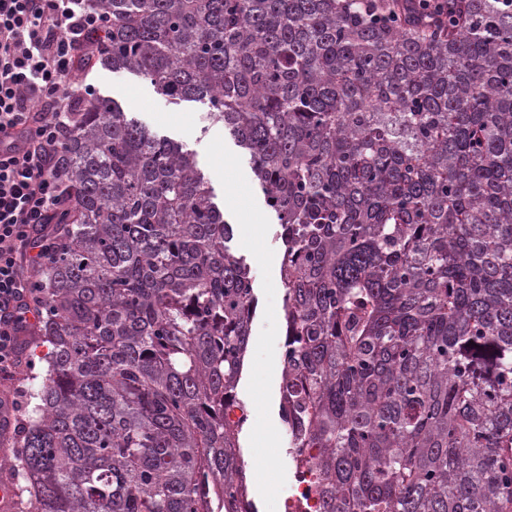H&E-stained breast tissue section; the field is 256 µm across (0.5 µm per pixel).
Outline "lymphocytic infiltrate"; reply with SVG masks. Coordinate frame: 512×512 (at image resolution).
Listing matches in <instances>:
<instances>
[{
	"mask_svg": "<svg viewBox=\"0 0 512 512\" xmlns=\"http://www.w3.org/2000/svg\"><path fill=\"white\" fill-rule=\"evenodd\" d=\"M109 26L88 0H0V380L16 374L41 306L29 273L48 256L55 212L71 206L54 165L72 133L66 83Z\"/></svg>",
	"mask_w": 512,
	"mask_h": 512,
	"instance_id": "obj_1",
	"label": "lymphocytic infiltrate"
}]
</instances>
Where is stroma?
<instances>
[{"mask_svg":"<svg viewBox=\"0 0 512 512\" xmlns=\"http://www.w3.org/2000/svg\"><path fill=\"white\" fill-rule=\"evenodd\" d=\"M67 89L75 98L90 89L113 98L153 132L192 150L217 196H224L227 187H234L233 200L223 207L224 219L231 227L243 224L249 213L260 215L264 234L258 246H249L238 235L232 241L235 253L244 258L250 269L257 301L236 389L238 399L255 407L256 427L242 429L239 444L250 468L267 443H274L278 448L280 456L273 492L269 497L257 499L256 504L260 512H283L296 469L288 453L289 436L280 405L281 354L286 338L285 288L280 275L284 245L276 216L257 187L248 154L223 125L208 121L206 103H170L150 82L133 73L95 67L85 77L68 81Z\"/></svg>","mask_w":512,"mask_h":512,"instance_id":"stroma-1","label":"stroma"}]
</instances>
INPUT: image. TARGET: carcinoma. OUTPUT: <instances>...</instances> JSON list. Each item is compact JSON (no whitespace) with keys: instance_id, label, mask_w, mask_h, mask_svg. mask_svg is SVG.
Instances as JSON below:
<instances>
[{"instance_id":"carcinoma-1","label":"carcinoma","mask_w":512,"mask_h":512,"mask_svg":"<svg viewBox=\"0 0 512 512\" xmlns=\"http://www.w3.org/2000/svg\"><path fill=\"white\" fill-rule=\"evenodd\" d=\"M88 2L112 26L87 64L207 102L249 154L319 512H512V0ZM73 123L14 512H240L232 227L183 144L106 97Z\"/></svg>"}]
</instances>
